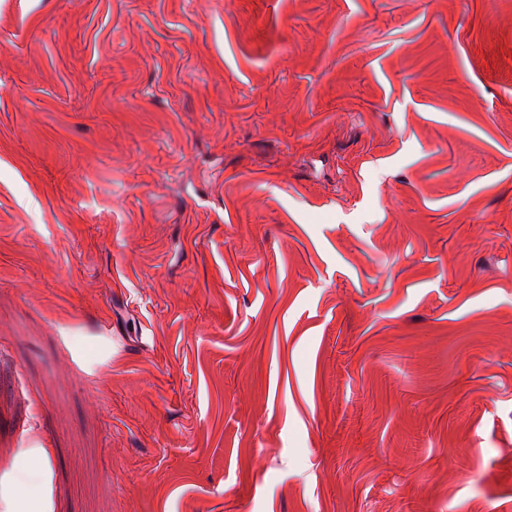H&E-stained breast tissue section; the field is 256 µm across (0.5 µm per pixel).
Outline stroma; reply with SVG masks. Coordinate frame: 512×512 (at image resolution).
Returning <instances> with one entry per match:
<instances>
[{"mask_svg":"<svg viewBox=\"0 0 512 512\" xmlns=\"http://www.w3.org/2000/svg\"><path fill=\"white\" fill-rule=\"evenodd\" d=\"M512 512V0H0V512Z\"/></svg>","mask_w":512,"mask_h":512,"instance_id":"35a3bbf8","label":"stroma"}]
</instances>
